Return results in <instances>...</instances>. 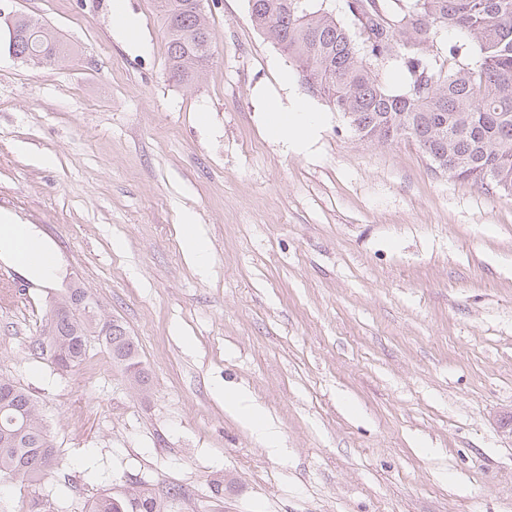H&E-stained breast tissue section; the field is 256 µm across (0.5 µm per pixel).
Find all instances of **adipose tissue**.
I'll return each instance as SVG.
<instances>
[{
    "label": "adipose tissue",
    "mask_w": 512,
    "mask_h": 512,
    "mask_svg": "<svg viewBox=\"0 0 512 512\" xmlns=\"http://www.w3.org/2000/svg\"><path fill=\"white\" fill-rule=\"evenodd\" d=\"M264 127L270 138L284 144L303 147L314 137L321 118L300 96H293L290 106L270 104L263 114ZM0 255L25 268L32 276L46 279L56 269L51 253L28 225L0 222ZM226 408L236 412L270 453H278L279 436L266 414L246 395L228 394Z\"/></svg>",
    "instance_id": "adipose-tissue-1"
}]
</instances>
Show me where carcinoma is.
<instances>
[{"instance_id":"carcinoma-1","label":"carcinoma","mask_w":512,"mask_h":512,"mask_svg":"<svg viewBox=\"0 0 512 512\" xmlns=\"http://www.w3.org/2000/svg\"><path fill=\"white\" fill-rule=\"evenodd\" d=\"M170 78L189 82L213 58L200 0H161ZM253 25L295 61L303 90L347 117L369 143L403 130L435 162L461 182L512 193V0H346L351 24L309 0H248ZM455 31L478 48L475 64L459 60L461 46L442 44ZM8 52L43 64L65 58L59 38L34 18L7 27ZM402 64L399 93L381 82L379 66ZM106 312L97 306L53 313L49 339L33 352L52 364L79 365L92 336H100ZM112 361L137 359L133 338L120 322L104 337ZM9 400L0 406V479L34 482L50 468L56 450L29 392L0 378ZM91 512H168L167 498L133 486L118 499L100 495Z\"/></svg>"}]
</instances>
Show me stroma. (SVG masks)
I'll return each instance as SVG.
<instances>
[{"label": "stroma", "instance_id": "1", "mask_svg": "<svg viewBox=\"0 0 512 512\" xmlns=\"http://www.w3.org/2000/svg\"><path fill=\"white\" fill-rule=\"evenodd\" d=\"M125 4L135 45L112 0H0L73 51H0V215L57 264L40 281L0 258V376L57 451L37 485L0 481V512H90L134 483L178 489L174 512H512V196L434 171L412 140H359L318 98L307 147L269 138L266 101L301 85L247 0H204L215 57L191 84L168 79L156 0ZM72 282L134 338L149 391L95 337L69 371L31 354ZM124 1H112V21L132 43H136L141 28V21L126 12ZM183 247L189 259L199 268L209 263V251L204 240L195 232V224L190 215H185L182 225ZM224 404L225 408L236 412L243 419L270 453L277 454L280 451L278 432L266 414L253 404L251 399L241 393H224Z\"/></svg>", "mask_w": 512, "mask_h": 512}]
</instances>
